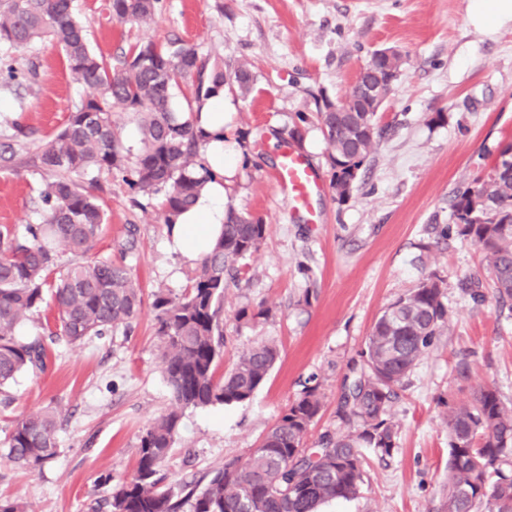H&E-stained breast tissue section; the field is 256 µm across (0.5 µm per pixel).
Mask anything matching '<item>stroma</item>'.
Wrapping results in <instances>:
<instances>
[{"instance_id":"1","label":"stroma","mask_w":512,"mask_h":512,"mask_svg":"<svg viewBox=\"0 0 512 512\" xmlns=\"http://www.w3.org/2000/svg\"><path fill=\"white\" fill-rule=\"evenodd\" d=\"M153 23L108 19L106 0H74L98 53L117 57L145 41L179 40L219 59L225 73L248 63V97L224 90L225 145L236 154L225 202L263 219L266 238L245 271L224 290V359L263 339L280 358L243 403L186 410L161 467L165 484L200 479L225 458L247 457L301 392L316 379L323 406L307 435L341 430L337 404L351 361L359 359L376 318L432 271L446 281L449 328L411 372L393 401L397 447L388 457L364 449L363 484L349 500L319 512H440L448 473L449 405L496 388L512 403V300L498 299L483 254L456 237L442 238L456 190L485 176L512 143V21L476 26L469 0H164ZM403 59L378 114L381 137L350 199L338 203L319 125L306 127L303 152L322 190L313 200L319 223L292 210L273 174L280 147L299 114L341 100L359 70L381 49ZM18 70L37 64L35 82L0 87V143L14 124L31 136L18 162L0 168V225L23 233L42 214L43 173L29 159L66 123L83 91L63 54L48 42L30 50L0 46ZM447 120L432 123L435 113ZM122 171L96 175L107 222L92 257L125 260L143 292V311L126 336L105 335L50 347L48 369L25 373L0 404V443L19 415L49 404L62 411L57 455L30 470L0 447V497L33 512H91L113 484L133 476L140 435L171 406L160 369L153 294L180 295L193 264L169 251L162 198L130 190ZM310 274L298 271L299 264ZM474 276L483 301L461 286ZM269 308L253 324L239 310Z\"/></svg>"}]
</instances>
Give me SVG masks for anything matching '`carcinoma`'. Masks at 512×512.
<instances>
[{
  "label": "carcinoma",
  "mask_w": 512,
  "mask_h": 512,
  "mask_svg": "<svg viewBox=\"0 0 512 512\" xmlns=\"http://www.w3.org/2000/svg\"><path fill=\"white\" fill-rule=\"evenodd\" d=\"M163 0H108L117 21L148 25ZM50 41L60 48L72 80L84 96L64 127L38 147L35 161L45 174L41 221L19 236L0 227V394L18 375L46 365L45 340L81 344L93 336L128 332L143 306L142 289L129 267L109 258L59 263L60 249L86 255L101 236L106 213L80 178L91 171L126 169L127 151L112 126L115 108L140 118L142 148L132 169L133 188L164 198L165 223L195 202L215 174L196 160L207 134L172 107L179 80L196 78L202 101L224 88V66L208 63L177 41H147L115 61L97 54L72 0H0V44L15 50ZM254 76L247 63L234 68L233 85L246 97ZM316 113L333 170L338 203L356 188L362 167L380 137L377 116L354 100L345 112ZM445 237L454 235L481 251L500 298L512 299V144L491 170L456 191ZM266 224L234 209L212 250L179 296L162 290L152 308L161 339L162 371L172 408L139 437L134 476L117 484L108 512H317L320 504L348 499L363 483L361 449L391 456L396 425L390 408L417 362L449 327L445 280L429 273L416 288L391 302L375 321L361 352L349 366L337 414L344 432H326L316 447L304 439L322 407L318 386H306L269 428L246 459L232 457L194 483L162 485L159 468L179 433L182 413L249 400L280 357L279 346L263 340L245 351L222 376L226 276L257 252ZM55 308L48 338L26 340L22 324L48 302ZM60 411L48 405L13 420L7 456L36 467L57 454ZM448 479L443 512H512V404L486 386L472 401L448 408Z\"/></svg>",
  "instance_id": "1"
}]
</instances>
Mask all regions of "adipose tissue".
<instances>
[{
    "instance_id": "ef3b65f1",
    "label": "adipose tissue",
    "mask_w": 512,
    "mask_h": 512,
    "mask_svg": "<svg viewBox=\"0 0 512 512\" xmlns=\"http://www.w3.org/2000/svg\"><path fill=\"white\" fill-rule=\"evenodd\" d=\"M195 124L212 136L208 157L218 178L208 184L195 204L178 217L171 229L175 251L190 263L210 252L221 232L226 213L223 179L230 175L234 163L226 155L221 137L224 129L223 93H216L204 101L196 114Z\"/></svg>"
}]
</instances>
